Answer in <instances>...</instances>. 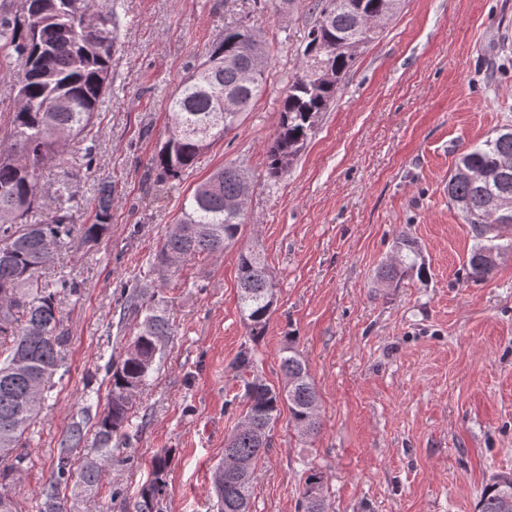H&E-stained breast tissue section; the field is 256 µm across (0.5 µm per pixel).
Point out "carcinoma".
I'll list each match as a JSON object with an SVG mask.
<instances>
[{"mask_svg": "<svg viewBox=\"0 0 512 512\" xmlns=\"http://www.w3.org/2000/svg\"><path fill=\"white\" fill-rule=\"evenodd\" d=\"M402 0H311L316 19L303 51L298 73L288 82L280 121L268 148L270 174L285 172L312 136L321 113L334 102L339 84L354 67L357 54L346 42L365 45L377 38L363 24L379 16H395ZM118 0H20L24 22L0 12V50L4 57L24 61L25 74L17 90L15 109L0 139V487L33 466L26 441L35 434L41 405L52 400L56 376L67 367L70 334L58 306L60 295L78 296L81 283L66 275L51 280L42 269L63 248L97 242L112 218V185L98 188L96 222L77 223L79 201L72 180L63 176L50 188L43 185V168L73 140L95 142L94 121L112 87L111 57L120 26ZM259 36L246 27L224 30L212 45L205 64L197 67L168 100L172 126L164 145L150 159L161 182L192 168L198 156L244 122L245 112L266 86L270 59L255 53ZM336 68V85L314 86L317 61ZM240 101L233 115L221 112L224 97ZM220 119L211 141L194 134L207 119ZM244 171L225 165L186 197L180 220L165 235L156 256L160 269L166 257L179 260L201 253H220L244 232V208L237 201L250 195ZM448 203L468 226L474 241L466 257L467 280H486L504 257L512 254V124L463 151L448 177ZM55 204L42 223L28 217L44 194ZM397 262L384 263L377 280L388 285L417 274L427 276L418 262L414 241L401 235L394 242ZM239 307L252 340L265 333L273 305L274 284L260 254L239 253ZM123 315L143 316L132 343L118 361L105 364L106 399L93 381L86 382L82 406L59 441L51 475L37 495V512H67L68 497L77 498L99 487L112 464V441L126 436L136 397L155 369L156 359L172 332L169 318L138 285L124 295ZM279 389L259 376L244 380V407L239 423L224 441V456L242 462L235 470L223 461L214 469L217 512H242L252 503L259 460L271 443V431L282 408L288 422L304 437L320 430L319 397L308 366L293 339L282 349ZM103 406L102 411L92 409ZM94 428L95 455L77 458L87 427ZM169 453L155 456L150 476L140 489L137 512H158L166 494ZM512 476L495 475L484 485L476 512H512L503 499ZM323 474L312 468L305 479L298 512H327L316 496Z\"/></svg>", "mask_w": 512, "mask_h": 512, "instance_id": "obj_1", "label": "carcinoma"}]
</instances>
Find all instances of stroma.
<instances>
[{
  "label": "stroma",
  "mask_w": 512,
  "mask_h": 512,
  "mask_svg": "<svg viewBox=\"0 0 512 512\" xmlns=\"http://www.w3.org/2000/svg\"><path fill=\"white\" fill-rule=\"evenodd\" d=\"M112 88L95 119L93 156L67 147L81 223L112 182V220L96 245L57 254L46 276L81 284L59 307L68 371L27 445L35 461L9 487L32 512L89 375L137 332L120 320L123 287L154 294L174 334L137 396L102 486L74 512H135L153 457L166 448L161 512H216L213 468L242 410L234 359L282 387L281 349L296 344L319 392L320 431L305 439L280 416L257 467L253 512H297L309 467L324 475L328 512H475L482 485L512 474V258L467 281L473 240L444 187L458 154L512 122V0H403L362 48L334 103L279 177L267 169L289 80L315 22L310 0H120ZM252 28L271 60L243 124L169 183L148 161L168 136L170 95L225 28ZM240 166L253 186L247 228L223 254L152 270L182 203L213 171ZM429 271L376 282L398 235ZM258 248L275 286L264 336L251 341L238 302L241 249Z\"/></svg>",
  "instance_id": "obj_1"
}]
</instances>
